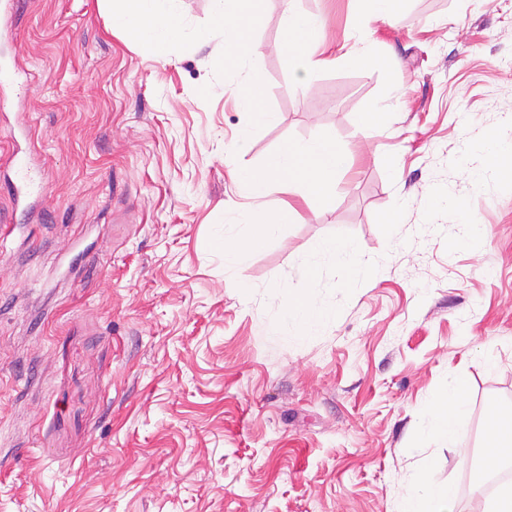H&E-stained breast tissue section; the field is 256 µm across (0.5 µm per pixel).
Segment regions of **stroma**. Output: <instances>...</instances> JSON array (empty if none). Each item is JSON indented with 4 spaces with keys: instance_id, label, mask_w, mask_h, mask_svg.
<instances>
[{
    "instance_id": "1",
    "label": "stroma",
    "mask_w": 512,
    "mask_h": 512,
    "mask_svg": "<svg viewBox=\"0 0 512 512\" xmlns=\"http://www.w3.org/2000/svg\"><path fill=\"white\" fill-rule=\"evenodd\" d=\"M291 4L325 17L328 50L367 44L392 70L297 77ZM360 10L262 0L247 36L279 120L242 150L246 72L211 0H184L207 38L164 57L113 28L107 0H0V512H392L422 473L480 512L490 407L512 400V170L475 144L493 127L512 148V0H404L364 28ZM396 72L405 93L369 131ZM318 138L343 154L332 197L271 193L293 216L225 268L224 227L252 203L241 174ZM16 155L44 187L19 206ZM334 237L371 274L326 268L335 318L269 336ZM453 380L468 409L451 446L418 427Z\"/></svg>"
}]
</instances>
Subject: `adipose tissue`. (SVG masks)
Wrapping results in <instances>:
<instances>
[{"mask_svg":"<svg viewBox=\"0 0 512 512\" xmlns=\"http://www.w3.org/2000/svg\"><path fill=\"white\" fill-rule=\"evenodd\" d=\"M182 0H112V21L126 37L140 47L164 53L187 39L199 38L182 12ZM260 0H213L214 22L224 32V40L232 46L231 57L248 65L249 71L239 93L251 105L254 124L269 126L278 120L276 113L259 108L263 81L250 63L256 46L246 35L248 26L259 16ZM326 25L323 17L304 15L288 9L281 22L280 47L297 70L303 73L336 66L335 55L321 50V37ZM339 151L335 143L317 139L289 144L268 163L264 176L245 184V191L258 189L289 192L307 198H329L336 186ZM284 220L281 212L247 209L240 213L237 224L224 228L230 242L224 250V265L229 269L246 266L253 255V242L260 236H272ZM341 264L354 276H362L365 267L354 244L347 239L332 238L322 242L301 261V274L308 290L321 284V274L329 266ZM332 309L307 316L297 306L288 307L282 318L270 328L271 335L281 340L301 341L316 335ZM467 410V399L459 382H449L447 390L431 400L429 411L419 427L425 438H452L453 423ZM394 512H456V492L452 484L432 479H416L409 491L396 504Z\"/></svg>","mask_w":512,"mask_h":512,"instance_id":"ef3b65f1","label":"adipose tissue"}]
</instances>
